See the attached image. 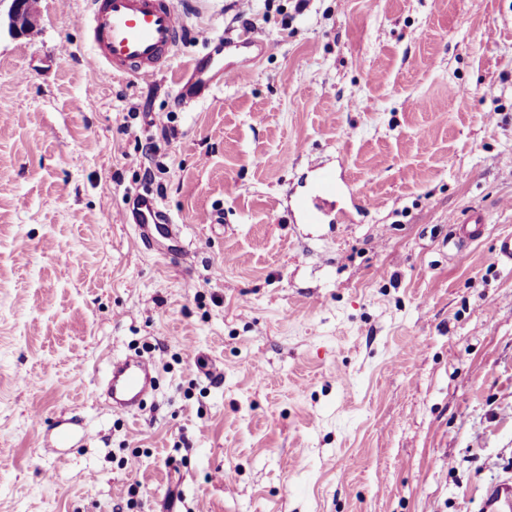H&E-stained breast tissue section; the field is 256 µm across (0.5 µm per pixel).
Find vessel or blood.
<instances>
[{"label": "vessel or blood", "mask_w": 512, "mask_h": 512, "mask_svg": "<svg viewBox=\"0 0 512 512\" xmlns=\"http://www.w3.org/2000/svg\"><path fill=\"white\" fill-rule=\"evenodd\" d=\"M81 23L90 32L91 49L104 77L145 80L154 77L171 60L185 26V16L177 0H90L89 12ZM201 38L206 52L192 62L189 77L178 94L177 102L181 105L191 99L194 85L209 83L213 71H220L226 82L239 78L238 68L222 63L218 56L221 48L263 44L258 34L249 31L221 39L205 31ZM341 192L335 168L321 169L314 194L295 199L292 210L306 223H322L333 213L331 199ZM132 206V220L142 242L152 241L157 229L166 231L168 237H178L179 227L158 196L135 194ZM484 233V222L473 216L455 222L452 239L455 246H467L480 241ZM154 371L153 360L140 355L110 359L105 380L113 408L124 412L140 408L156 390ZM481 512H512L511 480L488 487Z\"/></svg>", "instance_id": "1"}]
</instances>
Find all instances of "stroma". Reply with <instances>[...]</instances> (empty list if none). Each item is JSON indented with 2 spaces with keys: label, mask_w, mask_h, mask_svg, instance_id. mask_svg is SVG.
<instances>
[{
  "label": "stroma",
  "mask_w": 512,
  "mask_h": 512,
  "mask_svg": "<svg viewBox=\"0 0 512 512\" xmlns=\"http://www.w3.org/2000/svg\"><path fill=\"white\" fill-rule=\"evenodd\" d=\"M10 6L0 512H479L512 477V0H257L264 50L227 49L244 77L182 107L196 32L237 35L239 0H194L144 81L101 78L88 0H40L20 36ZM323 165L364 202L293 222ZM144 191L186 255L123 223ZM137 352L156 393L112 411L104 362ZM452 238L456 247L468 246L472 243L480 241L485 233V224L475 215L462 222H455L452 225Z\"/></svg>",
  "instance_id": "35a3bbf8"
}]
</instances>
